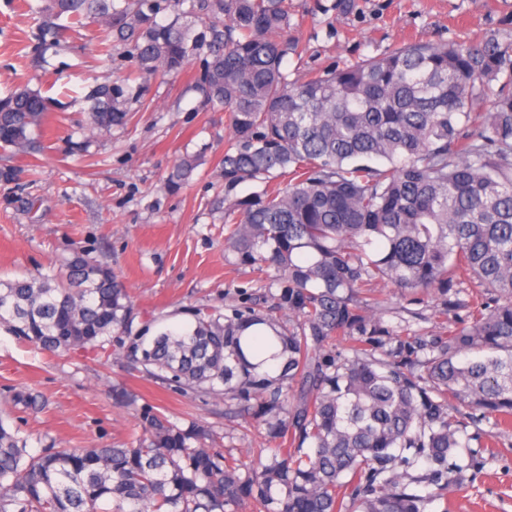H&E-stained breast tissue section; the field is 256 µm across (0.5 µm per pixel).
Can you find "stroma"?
Here are the masks:
<instances>
[{"mask_svg":"<svg viewBox=\"0 0 512 512\" xmlns=\"http://www.w3.org/2000/svg\"><path fill=\"white\" fill-rule=\"evenodd\" d=\"M292 0L300 56L283 71L342 67L406 43L463 41L488 33L512 40V0ZM42 0H0V97L21 87L57 104L43 120L33 153L0 151V277L56 274L80 253L112 268L133 305V326L179 329L196 308L223 309L259 291L260 273L241 265L224 242V110L203 107L196 91L202 58L178 74H140L130 46L107 24L71 25L37 54ZM142 87L127 98L126 125H91L84 100L93 85ZM198 165L187 180L170 175L184 155ZM38 395L34 411L16 394ZM157 407L180 427L198 423L236 459L264 447L247 409L184 392L144 372L125 349L109 357L57 355L0 330V418L19 426L27 449L126 448L143 435L140 413ZM462 487L428 512H512V426L469 425Z\"/></svg>","mask_w":512,"mask_h":512,"instance_id":"35a3bbf8","label":"stroma"}]
</instances>
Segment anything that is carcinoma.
Here are the masks:
<instances>
[{"label": "carcinoma", "mask_w": 512, "mask_h": 512, "mask_svg": "<svg viewBox=\"0 0 512 512\" xmlns=\"http://www.w3.org/2000/svg\"><path fill=\"white\" fill-rule=\"evenodd\" d=\"M160 0H45L44 51L66 16L104 20L146 73L208 51L197 89L224 107V241L276 291L194 314L152 340L131 327L112 270L73 257L54 279L0 278V328L50 351L112 343L182 390L221 384L264 426L270 456L243 476L207 430L151 407L131 448L27 451L0 418V512H427L458 487L471 418L512 421V41L408 43L291 83L288 0H194L167 24ZM204 24L195 31L194 22ZM129 91L87 95L91 123H125ZM484 102L486 110L473 112ZM54 102L0 98V149L34 142ZM260 188L236 195L242 184ZM473 283L478 294L466 291ZM435 296L448 329L391 327L374 286ZM265 324L282 346L275 377L241 334ZM426 468L414 475L419 460ZM430 489L422 495L417 488Z\"/></svg>", "instance_id": "cac0c4a2"}]
</instances>
